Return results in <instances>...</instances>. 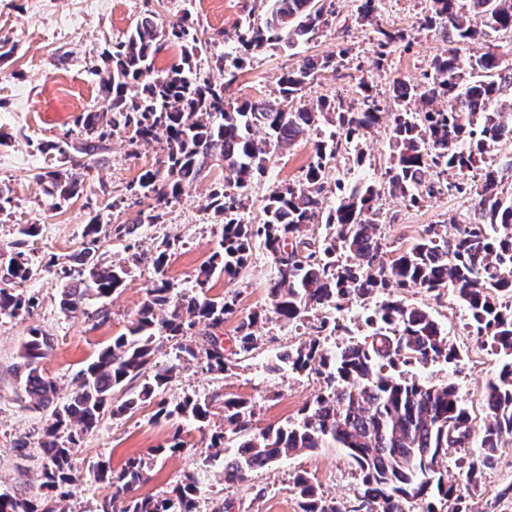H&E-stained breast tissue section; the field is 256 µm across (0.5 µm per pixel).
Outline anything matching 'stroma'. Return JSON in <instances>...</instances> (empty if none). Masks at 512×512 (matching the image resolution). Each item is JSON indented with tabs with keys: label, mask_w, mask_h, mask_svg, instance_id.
<instances>
[{
	"label": "stroma",
	"mask_w": 512,
	"mask_h": 512,
	"mask_svg": "<svg viewBox=\"0 0 512 512\" xmlns=\"http://www.w3.org/2000/svg\"><path fill=\"white\" fill-rule=\"evenodd\" d=\"M251 0H0V38H8L15 50L0 64V132L13 134L10 145L0 146V182L10 186L14 204L10 215H0V246L18 236L23 224H37L41 233L33 246L38 260L66 261L78 251L83 229L92 214L102 213L114 224H134L135 230L123 238H109L100 250L104 262H116L137 253L141 261L122 291L106 302L88 300L83 313L64 316L58 308L60 281L44 272L24 284L25 292L38 298L31 312L16 317L0 316V491L23 496L38 493L42 458L36 442L47 419L45 410L26 398L15 375L20 353L31 329L51 336L54 349L43 368L56 381L61 394H68L75 372L114 336L125 332L136 318L148 285L155 277L153 259L165 242H173L174 254L165 274L190 287L197 269L217 247L216 219L204 205L213 183L223 179L221 166H212L208 175L186 186L178 202L169 207L158 224L135 225L141 209L130 185L150 168L158 154L157 144L130 147L127 134L106 142L101 162L88 170L85 191L62 206H54L39 180L51 158L37 146L45 141H65L74 130V119L98 105L97 71L103 68L102 55L112 43L124 39L138 18L156 12L157 20L169 24L183 12H191L202 43L192 69L198 77L220 83L224 75L212 59L223 54L227 39L250 8ZM335 16L329 28L313 40L288 50L267 48L252 53L249 63L228 90L231 100H256L277 95V81L283 72L298 66L305 57L320 59L343 55L339 73H323L308 85L304 101L315 104L322 97H336L351 103L356 85H372L385 111L396 105L388 91V76L422 80L431 63L446 45V29L422 24L425 0H381L372 21L358 23L353 0H332ZM403 30L404 42L386 56L378 54V38L383 30ZM330 126H320L310 138L279 151L268 161L264 174L255 175L245 202L248 222L263 221V206L272 190L281 183L298 181L307 168L315 141L328 139ZM363 161L354 153L339 151L327 168L323 193L326 205L337 203V184L359 178L380 182L388 165L392 146L386 126H378L360 145ZM473 204L471 197L444 192L410 207L390 195L380 202L378 229L387 251L406 248L430 224H441L448 216L462 213ZM274 272L272 257L255 248L245 268L235 278L213 280L208 296L232 295L236 307L224 323V339L232 341L239 321L251 313L261 318L254 328L263 345L225 374H213L200 365L176 366L170 343H160L152 364L157 368L176 366L173 381L164 396L176 401L191 395L205 398L216 392L236 394L255 402L259 426H276L301 416L323 386L320 376L273 374L267 369L272 355L284 347H296L308 340L311 327H292L276 321L270 311L268 283ZM395 298L419 306L444 329L449 344L460 354L450 365L433 364L426 373L433 382H452L464 406L475 421L485 416V387L499 370L501 360L490 348L478 344L467 327L465 308L451 291L428 293L417 288L394 290ZM111 312L108 322L94 325L91 316L99 305ZM154 407L144 404L137 412L108 417L87 433L74 456L77 481L70 495L59 501V512H96L99 503L111 495L108 483L95 480L90 467L106 460L120 469L127 458L150 457V479L141 485L138 496L158 495L187 473L199 474L201 493L198 512H214L222 501L233 502L232 512H297L293 476L305 470L313 476L324 496L336 499L345 512L358 505L362 485L358 469L339 448H322L301 454L254 472L244 482L226 483L223 461L203 466L208 455L207 441L196 424L184 425L182 448L175 455L151 456L153 448L166 445L172 434L167 422H152ZM30 437V456L16 457L17 439ZM459 505L467 512H512V443L499 448L494 464L485 470L476 486L461 489Z\"/></svg>",
	"instance_id": "obj_1"
}]
</instances>
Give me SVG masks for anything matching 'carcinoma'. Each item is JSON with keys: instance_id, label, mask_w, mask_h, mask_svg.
Returning <instances> with one entry per match:
<instances>
[{"instance_id": "obj_1", "label": "carcinoma", "mask_w": 512, "mask_h": 512, "mask_svg": "<svg viewBox=\"0 0 512 512\" xmlns=\"http://www.w3.org/2000/svg\"><path fill=\"white\" fill-rule=\"evenodd\" d=\"M263 13L250 9L236 33L234 50L219 55L215 67L225 82L214 85L190 77L191 59L201 50L195 20L188 12L164 27L150 13L140 18L125 39L103 53L99 74L98 109L76 118L78 137L64 144L46 142L45 154L60 156L53 170L38 174L48 182L47 193L67 202L84 191L85 170L97 160L104 143L132 131L130 145L157 143L162 155L144 170L129 190L150 200L135 224H157L183 188L219 161L224 179L214 183L206 209L221 217L217 250L201 265L195 286L182 287L161 276L146 289V298L128 332L112 339L97 358L79 369L67 399L56 401L57 385L43 373L42 363L54 349L51 337L32 330L16 367L24 393L34 406L50 409L38 447L45 461L42 494L25 498L0 492V512H57V500L68 495L74 481L73 458L83 436L106 416L133 414L173 380V369L148 373L157 340L174 343L176 357L200 361L209 372H225L233 363L261 347L254 327L255 313L242 320L234 350L224 347V321L236 306V296L210 297L204 288L213 279L236 276L255 247L274 260L268 284L271 312L291 324L312 322L317 334L332 336L325 311L352 301H366L389 288H449L468 314L477 342L504 357L485 392L486 416L481 426L459 401L451 382L434 383L411 373L430 364H453L459 352L448 344L439 323L425 310L387 295L366 316L363 340H348L328 349L318 337L293 350L276 354L273 372H315L324 386L313 403L301 409L298 422L260 428L254 403L242 396L215 393L200 399L186 395L175 402L156 403L155 421L172 423L160 454L184 447L183 422L210 424L216 412L224 425L240 435L231 456L224 459V476L241 482L253 471L297 454L313 453L327 444L346 451L361 477L363 494L351 512H404L418 502L421 512H435L433 499L454 497L448 480V451L477 445L465 458L460 479L476 484L494 461L495 453L512 442V193L502 189L512 163L496 165L487 155L512 144V101H501L512 88V65L486 45L489 31L512 32V0H426L424 25L448 26V47L437 56L424 80L412 83L389 79L397 101L384 113L361 81L359 106H344L323 97L311 107L291 106L302 100L318 73L338 71L336 57L302 60L278 80V96L233 102L226 90L246 65L249 52L263 47L293 48L329 27L332 7L320 0H262ZM356 20H371L380 0H357ZM483 18L482 28L471 17ZM184 48L183 62L159 73L157 55L169 43ZM476 42L482 52L464 55ZM388 119L394 143L390 166L381 183L359 182L338 204L324 210L321 195L336 146L358 141ZM320 124L335 127V140L314 143V156L304 177L278 186L263 206L265 219L250 224L241 216L254 172L266 170L268 158L291 147ZM447 190L475 196L472 211L456 215L449 224H429L412 244L395 256L378 234V200L389 193L416 205ZM331 229L322 241L305 237L319 221ZM102 215L86 224L74 265L34 263L22 247L40 234V225L20 227V238L0 267V315L16 317L36 304V297L12 288L41 272L63 280L60 311L70 316L84 310L88 298L111 297L125 287L140 262L133 253L106 265L100 260ZM205 322L208 332L193 329ZM140 381L137 394L114 398L126 383ZM150 462L130 457L120 470L105 462L92 467L96 479L112 487L99 512H197L198 481L186 475L161 495L139 497L135 491L150 478ZM300 512H343L333 499L319 493L308 472L293 477Z\"/></svg>"}]
</instances>
